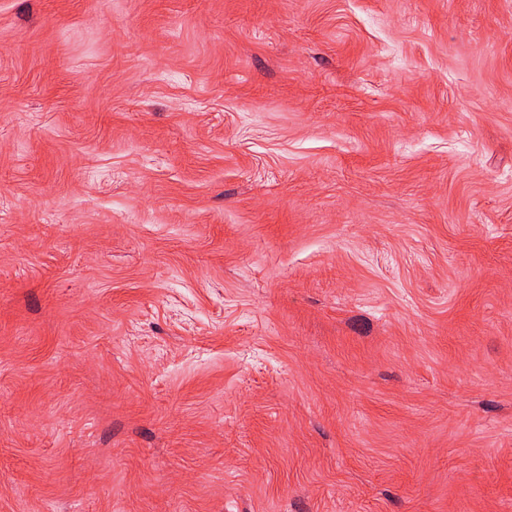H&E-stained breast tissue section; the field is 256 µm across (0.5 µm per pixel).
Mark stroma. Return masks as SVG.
<instances>
[{"mask_svg": "<svg viewBox=\"0 0 512 512\" xmlns=\"http://www.w3.org/2000/svg\"><path fill=\"white\" fill-rule=\"evenodd\" d=\"M0 512H512V0H0Z\"/></svg>", "mask_w": 512, "mask_h": 512, "instance_id": "1", "label": "stroma"}]
</instances>
